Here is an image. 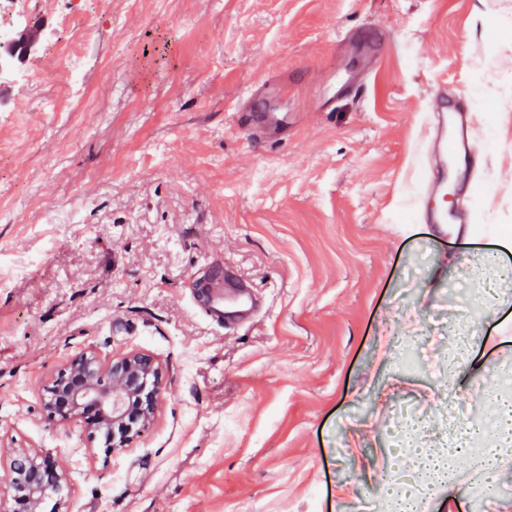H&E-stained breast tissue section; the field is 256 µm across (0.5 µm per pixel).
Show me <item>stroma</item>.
<instances>
[{
    "label": "stroma",
    "instance_id": "obj_1",
    "mask_svg": "<svg viewBox=\"0 0 512 512\" xmlns=\"http://www.w3.org/2000/svg\"><path fill=\"white\" fill-rule=\"evenodd\" d=\"M28 7L35 47L0 77L23 92L0 112V468L50 456L60 512H385L396 414L481 408L512 360V0H108L85 35L63 0ZM251 88L293 115L266 148L236 121ZM438 92L481 131L451 175L464 250L401 201ZM202 266L258 314H202ZM407 343L434 353L414 375ZM88 350L148 353L167 381L109 454L43 409Z\"/></svg>",
    "mask_w": 512,
    "mask_h": 512
}]
</instances>
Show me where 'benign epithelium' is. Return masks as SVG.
Segmentation results:
<instances>
[{"mask_svg": "<svg viewBox=\"0 0 512 512\" xmlns=\"http://www.w3.org/2000/svg\"><path fill=\"white\" fill-rule=\"evenodd\" d=\"M164 389L162 371L147 353L101 360L81 352L58 372L45 408L60 421L87 419L112 451L149 425ZM0 486L14 503L11 512H40L44 502L61 497L63 478L50 463L19 453L0 474Z\"/></svg>", "mask_w": 512, "mask_h": 512, "instance_id": "obj_1", "label": "benign epithelium"}]
</instances>
